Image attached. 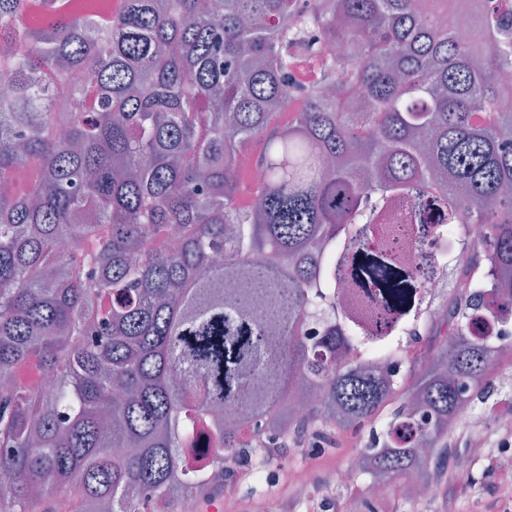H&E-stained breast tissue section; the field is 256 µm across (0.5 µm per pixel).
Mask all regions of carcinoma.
Returning <instances> with one entry per match:
<instances>
[{"label":"carcinoma","instance_id":"obj_1","mask_svg":"<svg viewBox=\"0 0 512 512\" xmlns=\"http://www.w3.org/2000/svg\"><path fill=\"white\" fill-rule=\"evenodd\" d=\"M38 3L27 27L29 0H0V512L205 500L217 485L183 464L186 429L238 463L245 431L288 435L307 389V421L338 429L397 400L355 474L429 485L512 305L499 3ZM304 54L313 84L293 79ZM244 166L265 174L254 206ZM454 228L438 317L428 284ZM408 327L441 343L401 385L379 354ZM33 358L53 394L22 382Z\"/></svg>","mask_w":512,"mask_h":512}]
</instances>
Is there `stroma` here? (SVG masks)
I'll use <instances>...</instances> for the list:
<instances>
[{
  "mask_svg": "<svg viewBox=\"0 0 512 512\" xmlns=\"http://www.w3.org/2000/svg\"><path fill=\"white\" fill-rule=\"evenodd\" d=\"M500 433V426L491 422L480 427L454 422L432 466L436 478L431 493L418 499L404 480L387 485L377 498L368 495L365 482L337 483V471L351 465L360 448L372 441L370 426L294 431L276 452L270 480H260L250 466L235 468L220 493L223 512H252L259 497L273 499L279 512H489L500 493V474L487 468L485 457L472 456L470 448L477 440L495 444ZM300 469L313 473L311 484L297 482Z\"/></svg>",
  "mask_w": 512,
  "mask_h": 512,
  "instance_id": "1",
  "label": "stroma"
}]
</instances>
